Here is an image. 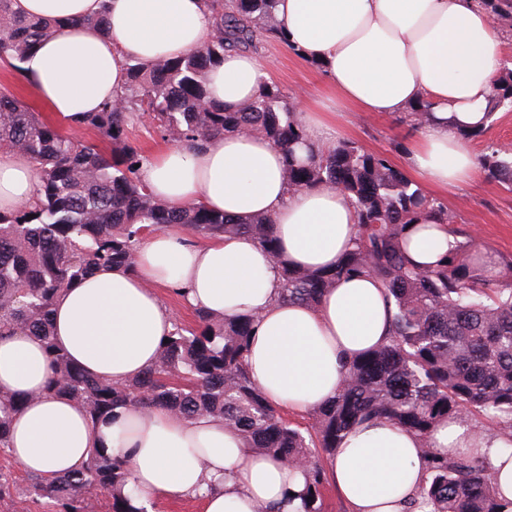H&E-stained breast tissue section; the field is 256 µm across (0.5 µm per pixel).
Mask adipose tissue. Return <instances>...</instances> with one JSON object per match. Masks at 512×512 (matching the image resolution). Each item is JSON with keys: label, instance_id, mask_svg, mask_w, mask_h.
Instances as JSON below:
<instances>
[{"label": "adipose tissue", "instance_id": "adipose-tissue-1", "mask_svg": "<svg viewBox=\"0 0 512 512\" xmlns=\"http://www.w3.org/2000/svg\"><path fill=\"white\" fill-rule=\"evenodd\" d=\"M12 9L55 25L24 63L36 97L68 125L127 82L126 63L149 65L206 44L213 35L202 0H12ZM275 24L286 44L318 62L329 96L299 119L308 149L332 145V114L404 116L426 105L415 134L413 168L436 190L471 182L478 165L457 132L488 125L500 78L505 34L480 0H278ZM264 65L230 51L207 75L211 100L228 108L250 102ZM285 157L256 133L228 132L198 151L173 146L144 166L157 198L198 204L245 219L265 215L288 263L331 268L351 248L357 217L347 195L323 183L291 189ZM36 181L27 158L0 150V210L32 202ZM447 225L427 218L410 231L411 261L431 267L457 245ZM215 317L251 315V378L276 405L309 412L338 391L345 365L384 344L393 309L374 277L341 280L314 307L279 301L280 273L251 238L223 235L203 244L171 226L138 246L134 269L104 267L59 294L54 339L85 373L121 384L150 368L175 318L159 288ZM53 374L40 338L0 339V389L24 392L9 453L31 475L58 476L111 450L131 472L136 505L190 498L203 512H293L288 494L302 489L300 470L246 448L238 432L212 417L185 419L163 408L92 424L73 401L47 389ZM434 451L485 453L500 492L512 498V456L503 441L468 422L438 426ZM421 442L403 428L365 423L345 435L330 472L351 512H406L423 479Z\"/></svg>", "mask_w": 512, "mask_h": 512}]
</instances>
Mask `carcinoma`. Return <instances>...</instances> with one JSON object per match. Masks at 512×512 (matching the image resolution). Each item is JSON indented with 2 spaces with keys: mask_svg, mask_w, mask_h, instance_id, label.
I'll return each instance as SVG.
<instances>
[{
  "mask_svg": "<svg viewBox=\"0 0 512 512\" xmlns=\"http://www.w3.org/2000/svg\"><path fill=\"white\" fill-rule=\"evenodd\" d=\"M276 0H206L213 35L201 48L150 67L127 66V85L115 101L89 112L80 126L96 140L78 139L0 90V149L25 154L37 181L35 199L0 212V337H39L54 369L47 389L82 407L92 423L123 412L163 407L184 418L210 416L234 428L246 447L303 469L296 512H324L327 483L319 457L336 454L344 435L377 419L421 440L443 422L463 418L512 445V260L485 262L484 250L462 243L432 268L415 266L404 250L408 231L432 216L451 225L439 199L380 153L339 139L304 160L295 146L304 129L288 97L262 82L245 106L228 110L208 99L207 73L231 48L260 39L282 42ZM493 22L512 27V0H484ZM51 22L25 18L0 0V62L24 74L22 63L53 33ZM512 62L495 92L492 111H512ZM151 115L162 137L190 148L226 132L252 130L285 155L289 185L330 183L347 194L357 214L353 248L336 267L315 271L280 259L273 221L235 220L202 205L175 207L155 197L140 178L149 158L128 141L129 126ZM488 181L512 192V147L491 142L479 157ZM179 224L205 238L245 235L280 268V299L317 305L336 281L371 275L394 307L391 333L379 348L353 359L336 396L301 427L288 420L250 377L246 356L253 319H216L195 311L197 326L174 325L157 362L121 385L91 377L53 341L55 297L104 265L135 266L149 234ZM29 395L0 390V451L8 448L12 418ZM426 479L406 512H512L492 481V463L477 454H439L422 446ZM130 472L106 448L80 468L52 478L31 476L30 497L47 498L57 512H84L105 491L111 512H147L128 492ZM21 504L16 482L0 473V501Z\"/></svg>",
  "mask_w": 512,
  "mask_h": 512,
  "instance_id": "cac0c4a2",
  "label": "carcinoma"
}]
</instances>
